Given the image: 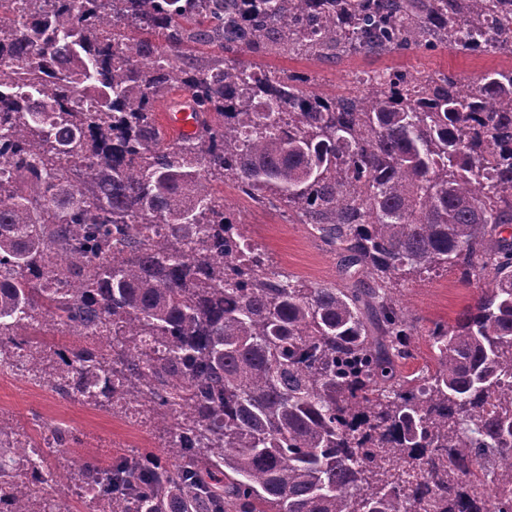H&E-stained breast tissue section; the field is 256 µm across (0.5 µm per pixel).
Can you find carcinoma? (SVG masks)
<instances>
[{"mask_svg": "<svg viewBox=\"0 0 512 512\" xmlns=\"http://www.w3.org/2000/svg\"><path fill=\"white\" fill-rule=\"evenodd\" d=\"M481 39L512 51V0H0V358L138 404L167 457L61 475L45 449L77 435L48 425L34 452L0 418V512H67L61 481L92 512H512V68L349 97L243 60ZM174 93L199 122L177 139L156 112ZM226 177L360 278L241 252ZM448 269L481 293L421 327L400 288ZM421 337L431 363L406 374ZM49 496L52 498H60L67 502L70 506L71 512H91L89 506V498L84 494H79L68 485L53 486V488H47Z\"/></svg>", "mask_w": 512, "mask_h": 512, "instance_id": "carcinoma-1", "label": "carcinoma"}]
</instances>
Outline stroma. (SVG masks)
Segmentation results:
<instances>
[{
    "label": "stroma",
    "mask_w": 512,
    "mask_h": 512,
    "mask_svg": "<svg viewBox=\"0 0 512 512\" xmlns=\"http://www.w3.org/2000/svg\"><path fill=\"white\" fill-rule=\"evenodd\" d=\"M258 62L268 69L309 75L314 79L313 91L332 95L346 86L349 71L356 68L388 65L448 71L468 80L489 69L512 64V58L490 55L478 59L450 48H440L414 54L364 55L355 60L341 57L320 62L273 50L259 56ZM224 197L240 210L253 236L276 267L307 284L344 282L335 252L311 236L305 225L289 223L287 215L257 207L241 196L229 179L224 182ZM479 293L478 284L462 285L454 273L442 272L403 288L401 301L412 316L426 325L435 320L453 319L456 312L473 302ZM0 416L30 434L45 422H61L76 432L83 440L82 445L47 450L48 462L57 470L91 458L108 462L132 450L152 452L161 443L154 429L130 424L109 410L62 397L48 385L15 375L0 376Z\"/></svg>",
    "instance_id": "stroma-1"
}]
</instances>
